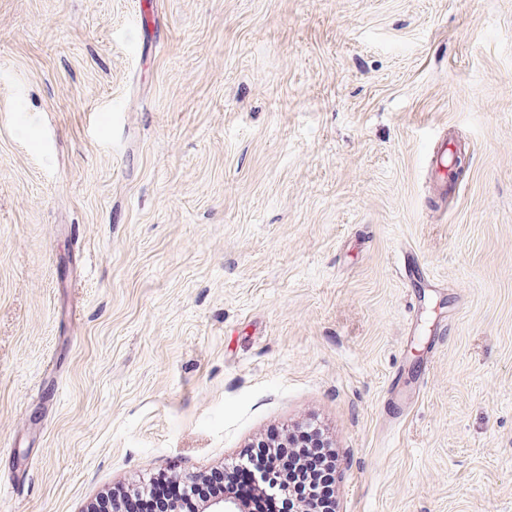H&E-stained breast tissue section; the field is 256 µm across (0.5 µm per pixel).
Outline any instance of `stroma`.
Here are the masks:
<instances>
[{"mask_svg": "<svg viewBox=\"0 0 512 512\" xmlns=\"http://www.w3.org/2000/svg\"><path fill=\"white\" fill-rule=\"evenodd\" d=\"M309 423L512 512V0H0V512Z\"/></svg>", "mask_w": 512, "mask_h": 512, "instance_id": "35a3bbf8", "label": "stroma"}]
</instances>
